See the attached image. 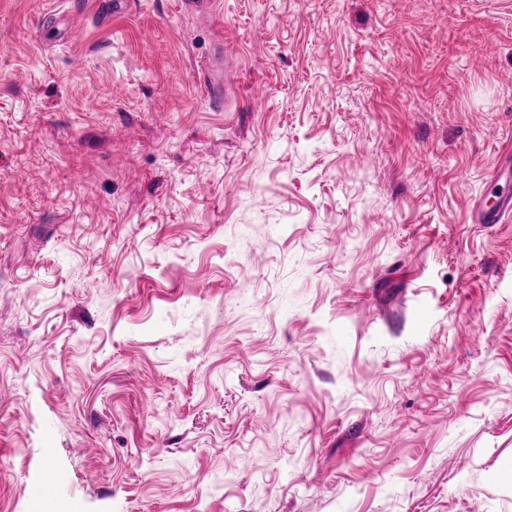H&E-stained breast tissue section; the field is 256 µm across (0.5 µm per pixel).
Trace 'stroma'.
Returning a JSON list of instances; mask_svg holds the SVG:
<instances>
[{"label":"stroma","instance_id":"stroma-1","mask_svg":"<svg viewBox=\"0 0 512 512\" xmlns=\"http://www.w3.org/2000/svg\"><path fill=\"white\" fill-rule=\"evenodd\" d=\"M101 2L0 0V512H512V0ZM212 64L205 88L214 106L224 103V45L217 43L212 54ZM492 204L479 197L473 205V220L476 224H500L512 217V194L503 191L494 195Z\"/></svg>","mask_w":512,"mask_h":512}]
</instances>
